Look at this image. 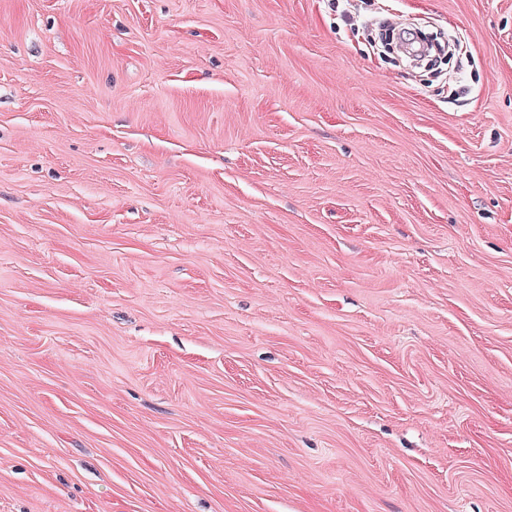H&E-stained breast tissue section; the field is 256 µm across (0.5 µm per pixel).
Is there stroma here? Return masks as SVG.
<instances>
[{
	"label": "stroma",
	"mask_w": 512,
	"mask_h": 512,
	"mask_svg": "<svg viewBox=\"0 0 512 512\" xmlns=\"http://www.w3.org/2000/svg\"><path fill=\"white\" fill-rule=\"evenodd\" d=\"M0 512H512V0H0Z\"/></svg>",
	"instance_id": "35a3bbf8"
}]
</instances>
